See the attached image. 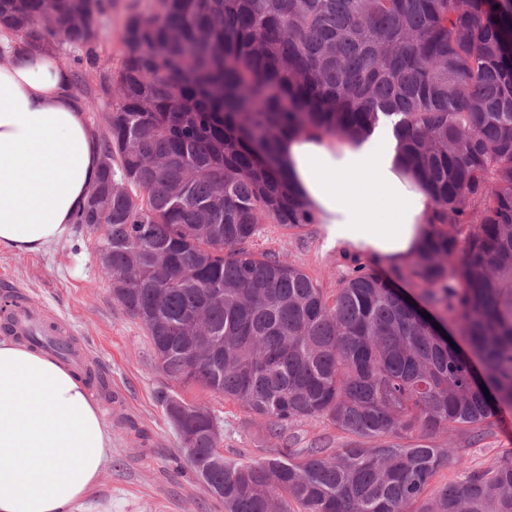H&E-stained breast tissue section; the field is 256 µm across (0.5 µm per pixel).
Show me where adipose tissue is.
I'll return each mask as SVG.
<instances>
[{"label":"adipose tissue","mask_w":512,"mask_h":512,"mask_svg":"<svg viewBox=\"0 0 512 512\" xmlns=\"http://www.w3.org/2000/svg\"><path fill=\"white\" fill-rule=\"evenodd\" d=\"M277 160L331 243L388 267L423 246L434 203L385 127H309L280 141ZM99 173V131L54 49L0 65V253L36 254L70 236ZM111 457L112 431L80 378L0 336V512H81Z\"/></svg>","instance_id":"ef3b65f1"}]
</instances>
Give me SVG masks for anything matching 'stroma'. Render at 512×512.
I'll list each match as a JSON object with an SVG mask.
<instances>
[{
	"mask_svg": "<svg viewBox=\"0 0 512 512\" xmlns=\"http://www.w3.org/2000/svg\"><path fill=\"white\" fill-rule=\"evenodd\" d=\"M159 0H112L95 38L98 64L77 87L86 102L87 118L102 124L106 110L102 77L120 67L124 46L120 33L133 14L148 16ZM256 252H279L326 290H333L347 272L339 247L329 245L322 225L298 229L263 225L250 244ZM18 286L33 304L65 323L88 362L102 370L112 391V461L85 500V512H224L187 465L178 437L159 401L164 391L153 349L144 327L112 299L94 241L79 232L38 254L0 253V285ZM182 398L202 402L222 420L221 446L226 457L259 458L266 445L263 431L236 404L197 388L181 390ZM340 447V433L322 420L288 429V445L308 448L324 443ZM512 450V409L491 420L488 434L476 444L451 453L434 483L462 482L471 471L497 461Z\"/></svg>",
	"mask_w": 512,
	"mask_h": 512,
	"instance_id": "1",
	"label": "stroma"
}]
</instances>
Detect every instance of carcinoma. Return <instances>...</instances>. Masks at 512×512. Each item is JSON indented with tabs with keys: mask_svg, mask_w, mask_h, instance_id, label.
<instances>
[{
	"mask_svg": "<svg viewBox=\"0 0 512 512\" xmlns=\"http://www.w3.org/2000/svg\"><path fill=\"white\" fill-rule=\"evenodd\" d=\"M111 9L0 0V30L15 59L60 41L80 49L77 85ZM120 39L95 190H124L75 224L96 236L112 298L144 326L161 375L233 401L280 442L250 461L221 456L215 411L161 395L224 512H512V451L430 489L449 458L430 439L468 444L512 407V0H161ZM392 117L435 205L407 265L385 277L345 250L328 292L278 252L248 248L262 224L314 223L277 166L281 138ZM451 327L470 355L443 337ZM26 341L61 359L74 348ZM79 374L112 399L91 365ZM318 419L352 440L288 447L289 425Z\"/></svg>",
	"mask_w": 512,
	"mask_h": 512,
	"instance_id": "cac0c4a2",
	"label": "carcinoma"
}]
</instances>
